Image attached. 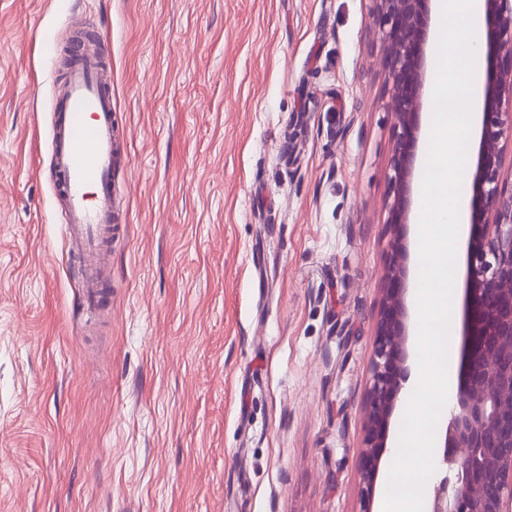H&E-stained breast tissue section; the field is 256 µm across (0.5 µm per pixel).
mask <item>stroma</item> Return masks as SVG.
<instances>
[{
  "instance_id": "1",
  "label": "stroma",
  "mask_w": 512,
  "mask_h": 512,
  "mask_svg": "<svg viewBox=\"0 0 512 512\" xmlns=\"http://www.w3.org/2000/svg\"><path fill=\"white\" fill-rule=\"evenodd\" d=\"M374 0H0V512H361L394 149ZM111 46L104 309L64 47Z\"/></svg>"
}]
</instances>
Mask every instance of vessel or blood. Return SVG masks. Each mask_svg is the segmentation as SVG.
<instances>
[{
	"label": "vessel or blood",
	"instance_id": "obj_1",
	"mask_svg": "<svg viewBox=\"0 0 512 512\" xmlns=\"http://www.w3.org/2000/svg\"><path fill=\"white\" fill-rule=\"evenodd\" d=\"M103 51L80 49L59 95L55 168L67 203L66 234L84 262L83 299L98 302L105 241L112 229V74Z\"/></svg>",
	"mask_w": 512,
	"mask_h": 512
}]
</instances>
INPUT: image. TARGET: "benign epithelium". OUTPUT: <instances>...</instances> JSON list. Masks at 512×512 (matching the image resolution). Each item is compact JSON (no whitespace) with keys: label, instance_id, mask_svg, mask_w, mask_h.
I'll list each match as a JSON object with an SVG mask.
<instances>
[{"label":"benign epithelium","instance_id":"7a95c632","mask_svg":"<svg viewBox=\"0 0 512 512\" xmlns=\"http://www.w3.org/2000/svg\"><path fill=\"white\" fill-rule=\"evenodd\" d=\"M433 0H376L395 148L389 184L388 263L365 396L361 512L372 504L390 421L408 380V279L405 230L419 142L424 60ZM488 61L481 131L468 203L462 380L442 437L443 477L427 512H512V0H484Z\"/></svg>","mask_w":512,"mask_h":512}]
</instances>
